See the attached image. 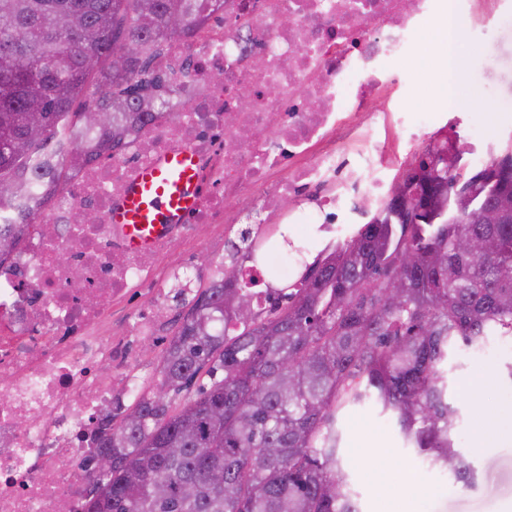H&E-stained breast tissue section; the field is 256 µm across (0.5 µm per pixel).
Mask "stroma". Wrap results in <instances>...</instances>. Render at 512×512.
I'll return each instance as SVG.
<instances>
[{"label":"stroma","mask_w":512,"mask_h":512,"mask_svg":"<svg viewBox=\"0 0 512 512\" xmlns=\"http://www.w3.org/2000/svg\"><path fill=\"white\" fill-rule=\"evenodd\" d=\"M459 9L458 75L451 98L441 96L444 79L434 51L437 26L392 62V76L369 98L370 112H398L405 118L427 112L432 124L413 140L391 135L393 163L375 178L393 182L431 143L447 132L467 139L479 131L491 137L495 151L512 143V7L490 6L473 24ZM512 338L487 337L483 348L457 347L448 355L451 399L458 410L457 447L477 473L473 488H461L446 471L430 466L406 444L388 415L365 405L340 417L341 458L362 512H505L512 504ZM484 442H476L477 432Z\"/></svg>","instance_id":"35a3bbf8"}]
</instances>
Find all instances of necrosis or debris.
Wrapping results in <instances>:
<instances>
[{"mask_svg":"<svg viewBox=\"0 0 512 512\" xmlns=\"http://www.w3.org/2000/svg\"><path fill=\"white\" fill-rule=\"evenodd\" d=\"M443 2L224 0L223 23L174 46L166 66L178 90L166 113L120 158L73 172L41 205L54 236L27 235L0 269V512H51L65 498L80 512L90 479L79 463L98 449L104 410L139 395L135 347L159 336L166 277L191 275L181 248L201 229L268 224L259 242L272 261L280 225L334 233L350 190L381 200L369 145L391 115L360 105L380 89L384 60L416 42ZM285 15L292 24L282 25ZM313 100L319 109H309ZM230 140L236 152L226 151ZM177 149L197 156L199 205L154 244L128 251L112 209L142 167ZM344 164L349 182L330 181ZM301 195L309 210L273 207ZM83 208L101 224H74ZM72 265L81 282H70ZM142 289L146 301L112 331L113 302ZM90 292L101 298L93 309L82 301Z\"/></svg>","mask_w":512,"mask_h":512,"instance_id":"necrosis-or-debris-1","label":"necrosis or debris"}]
</instances>
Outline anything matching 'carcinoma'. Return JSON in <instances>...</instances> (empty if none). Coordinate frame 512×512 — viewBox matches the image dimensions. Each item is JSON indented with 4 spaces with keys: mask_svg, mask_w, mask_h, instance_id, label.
Wrapping results in <instances>:
<instances>
[{
    "mask_svg": "<svg viewBox=\"0 0 512 512\" xmlns=\"http://www.w3.org/2000/svg\"><path fill=\"white\" fill-rule=\"evenodd\" d=\"M219 2L0 0V267L39 218L35 189L112 156L167 104L176 88L163 61ZM483 174L434 224H402L384 202L262 308L255 277L225 267L160 357L165 395L106 416L98 455L112 468L94 469L98 455L81 462L92 477L84 512H359L337 420L367 402L431 464L475 484L456 449L448 349L512 337V212L495 223L461 214L512 197V161ZM467 237L485 252L463 250Z\"/></svg>",
    "mask_w": 512,
    "mask_h": 512,
    "instance_id": "1",
    "label": "carcinoma"
}]
</instances>
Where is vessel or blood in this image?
<instances>
[{"label": "vessel or blood", "mask_w": 512, "mask_h": 512, "mask_svg": "<svg viewBox=\"0 0 512 512\" xmlns=\"http://www.w3.org/2000/svg\"><path fill=\"white\" fill-rule=\"evenodd\" d=\"M197 203V160L184 149L145 168L113 209L112 221L124 226L125 246L136 252L187 216Z\"/></svg>", "instance_id": "1"}]
</instances>
